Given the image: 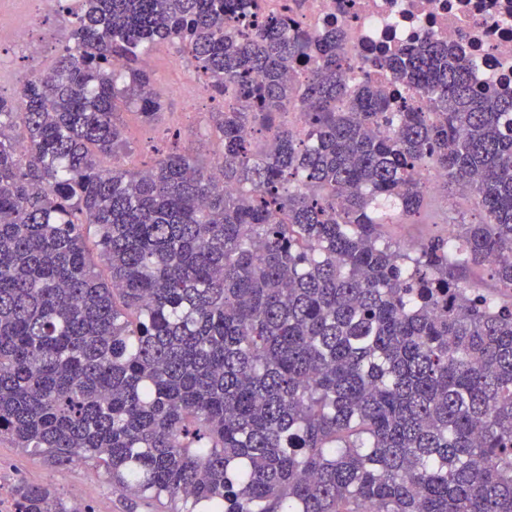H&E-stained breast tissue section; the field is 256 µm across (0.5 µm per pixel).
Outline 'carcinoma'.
<instances>
[{
  "mask_svg": "<svg viewBox=\"0 0 512 512\" xmlns=\"http://www.w3.org/2000/svg\"><path fill=\"white\" fill-rule=\"evenodd\" d=\"M243 6L81 0L73 46L0 95V440L169 512H512V90L425 42L375 66L431 111L388 112L343 80L340 31ZM158 45L230 93L218 178L119 162L118 109L162 108ZM429 169L480 220L403 248L382 228L420 214Z\"/></svg>",
  "mask_w": 512,
  "mask_h": 512,
  "instance_id": "cac0c4a2",
  "label": "carcinoma"
}]
</instances>
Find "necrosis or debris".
<instances>
[{"label":"necrosis or debris","mask_w":512,"mask_h":512,"mask_svg":"<svg viewBox=\"0 0 512 512\" xmlns=\"http://www.w3.org/2000/svg\"><path fill=\"white\" fill-rule=\"evenodd\" d=\"M265 16L287 15L290 30L311 34L336 25L345 36L347 83L368 76L390 95L392 109L428 111L424 96H407L372 65L378 49L425 41L448 43L473 64L477 89L512 88V0H259Z\"/></svg>","instance_id":"4bbe7bcc"}]
</instances>
